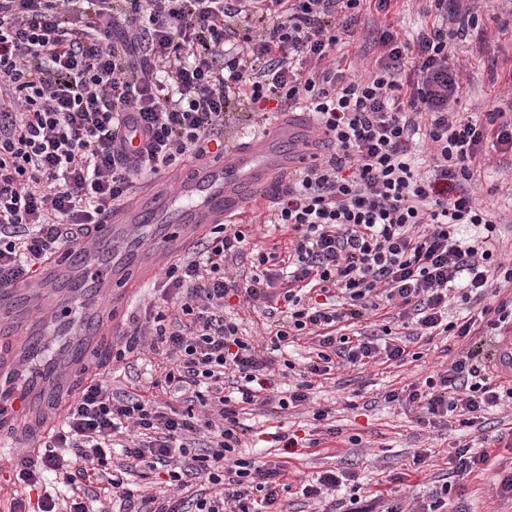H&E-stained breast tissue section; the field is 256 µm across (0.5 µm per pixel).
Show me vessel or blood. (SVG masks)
Listing matches in <instances>:
<instances>
[{
	"mask_svg": "<svg viewBox=\"0 0 512 512\" xmlns=\"http://www.w3.org/2000/svg\"><path fill=\"white\" fill-rule=\"evenodd\" d=\"M312 134L310 115L299 114L229 148L223 161L194 163L177 188L159 179L133 202L105 212L92 245L77 243L68 254L47 260L39 288L0 286V316L25 336L0 363V425L46 403L65 408L71 400L68 381L87 372L84 355L101 318L100 299L124 307L130 269L151 274L158 258L178 255L186 243L237 217L245 203L263 202L270 177L316 163L307 147ZM46 336L63 337L64 343L44 365L29 369L30 343Z\"/></svg>",
	"mask_w": 512,
	"mask_h": 512,
	"instance_id": "vessel-or-blood-1",
	"label": "vessel or blood"
}]
</instances>
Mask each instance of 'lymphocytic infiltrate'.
<instances>
[{"label": "lymphocytic infiltrate", "instance_id": "1", "mask_svg": "<svg viewBox=\"0 0 512 512\" xmlns=\"http://www.w3.org/2000/svg\"><path fill=\"white\" fill-rule=\"evenodd\" d=\"M482 2L430 0L404 40L389 21L399 0H0V281L35 278L49 254L89 238L97 214L125 204L135 176L205 159L242 118L309 112L324 147L276 184L271 204L215 225L168 265L175 311L134 331L143 359L126 389L90 380L51 451L23 457V485L53 473L70 488L64 500L43 490L38 512H90L84 491L98 481L132 505L127 475L160 466L176 491L155 512H288L296 487L322 501L348 476H301L294 461L319 439L279 433L278 460L247 458L239 417L310 405L316 383L341 367L420 360L393 339L397 323L460 349L424 382L385 391L386 403L431 424L453 415L462 428L512 403V378L481 358L484 336L512 332V298L500 296L512 263L470 188L488 150L512 153V114L464 110L455 55ZM364 16L377 56L360 72L346 38ZM134 130L144 146L131 154ZM254 224L271 246L250 243ZM234 296L262 302L263 333L247 335ZM458 298L483 306L450 317ZM303 339L302 378L276 395L277 368L293 364L275 354ZM163 394L188 409L161 404ZM448 461L459 477L496 471L497 496L512 498V463L496 449L464 444ZM197 478L207 491L182 496ZM448 492L432 489L410 509L376 482L347 512H441Z\"/></svg>", "mask_w": 512, "mask_h": 512}]
</instances>
